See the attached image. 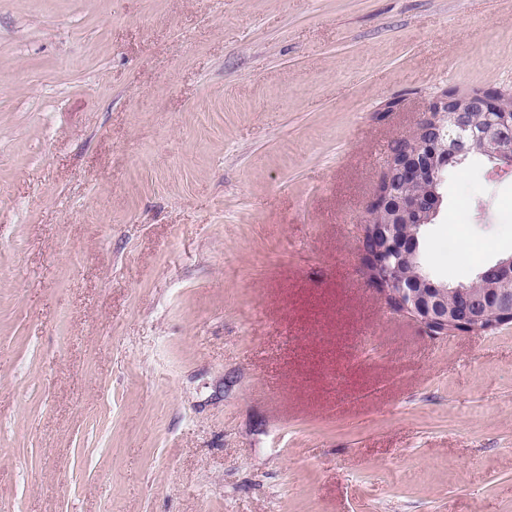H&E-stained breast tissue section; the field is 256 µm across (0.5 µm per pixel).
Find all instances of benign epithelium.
<instances>
[{
	"label": "benign epithelium",
	"mask_w": 512,
	"mask_h": 512,
	"mask_svg": "<svg viewBox=\"0 0 512 512\" xmlns=\"http://www.w3.org/2000/svg\"><path fill=\"white\" fill-rule=\"evenodd\" d=\"M473 143L487 158L512 166V109L501 91L444 92L428 105L413 135L394 141L360 242L361 262L389 307L432 336L512 323V254L456 287L402 271L404 262L416 259L419 230L438 214L448 168L464 163Z\"/></svg>",
	"instance_id": "7a95c632"
}]
</instances>
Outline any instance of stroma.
Returning a JSON list of instances; mask_svg holds the SVG:
<instances>
[{
    "mask_svg": "<svg viewBox=\"0 0 512 512\" xmlns=\"http://www.w3.org/2000/svg\"><path fill=\"white\" fill-rule=\"evenodd\" d=\"M490 88L512 0H0V512H512V324L430 336L359 255ZM443 191L434 276L512 252V168Z\"/></svg>",
    "mask_w": 512,
    "mask_h": 512,
    "instance_id": "obj_1",
    "label": "stroma"
}]
</instances>
